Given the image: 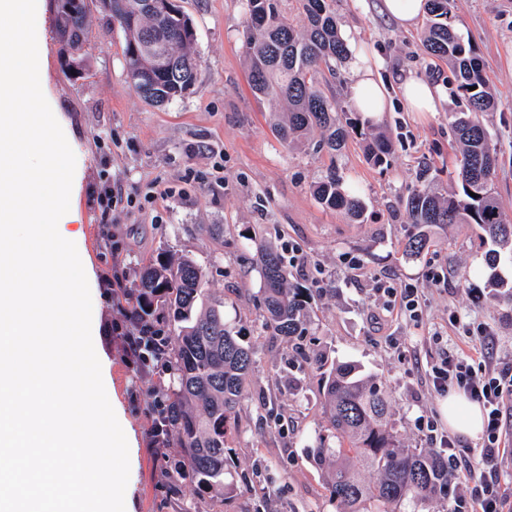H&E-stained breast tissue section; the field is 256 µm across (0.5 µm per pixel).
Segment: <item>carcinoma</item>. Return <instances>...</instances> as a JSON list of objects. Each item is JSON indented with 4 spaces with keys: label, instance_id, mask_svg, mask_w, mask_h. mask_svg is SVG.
Instances as JSON below:
<instances>
[{
    "label": "carcinoma",
    "instance_id": "1",
    "mask_svg": "<svg viewBox=\"0 0 512 512\" xmlns=\"http://www.w3.org/2000/svg\"><path fill=\"white\" fill-rule=\"evenodd\" d=\"M298 2L307 20L303 34L282 12L280 0H246L249 86L258 97L288 102L287 115L274 124L283 143L314 128L324 132L317 150L330 157V165L313 194L325 208L358 219L364 202L345 187L336 155L361 133L359 123L341 122L340 105L316 86L322 67L344 64L348 48L338 32L332 0ZM102 3L126 35L124 69L136 92L160 105L183 97L195 81L199 61L188 52L195 31L181 7H152L149 0ZM427 3L425 49L448 61L465 111L456 113L453 122L460 144L457 188L447 196L419 186L409 192L405 208L418 232L406 241L405 252L420 255L435 227L474 224L481 241L493 246L492 261L502 254L512 257V224L503 222L498 196L483 189L498 164L494 136L483 119L494 106L483 63L452 25L453 0ZM84 15L83 9L57 11V33L71 60H84L90 47ZM387 154L383 140H365L370 164L383 165ZM257 255L265 328L288 340L303 335L302 289L288 287V268L279 254L261 244ZM204 277L202 267L187 255L158 257L139 272L130 303L141 321L157 312L171 318L172 344L164 356L173 377L169 429L184 452L179 478L214 497L227 489L226 436L245 397L256 352L227 328L224 310L210 306L193 315ZM323 397L327 426L318 436L313 462L326 471L327 489L339 512H421L437 503V493L448 486V459L406 445L392 420L390 396L377 377L361 376L355 366L337 362L325 375Z\"/></svg>",
    "mask_w": 512,
    "mask_h": 512
}]
</instances>
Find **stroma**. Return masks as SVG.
Instances as JSON below:
<instances>
[{
	"mask_svg": "<svg viewBox=\"0 0 512 512\" xmlns=\"http://www.w3.org/2000/svg\"><path fill=\"white\" fill-rule=\"evenodd\" d=\"M378 5L368 0L362 10L354 0H334L340 32L382 58L380 77L392 94L382 118L363 125L365 133L388 140L386 163L370 165L357 138L334 162L365 201L357 221L325 209L312 192L332 163L314 151L318 132L283 145L270 115L285 111V103L253 95L246 0H182L200 65L187 94L165 106L144 101L130 84L124 34L99 0L87 11L91 47L79 73L64 67L54 26L45 29L49 82L84 171L77 212L96 281V349L110 364L139 440L134 512H338L311 456L326 424V366L350 362L381 378L397 429L410 446L429 450L430 436L416 420L441 416L445 396L434 390L431 369L442 352L457 348L476 365L512 363V304L495 298L488 284L495 271L512 286V258L490 263L473 224L433 229L419 256L403 248L412 231L403 200L419 172L427 171L439 192L453 185L452 122L463 99L447 62L425 54L420 29H401ZM452 23L483 60L495 95L485 121L497 137L501 210L512 221V0H454ZM413 77L441 87L436 111L412 112L403 104L398 86ZM108 182L121 195L105 204L98 192ZM204 224L221 230L203 234ZM111 238L121 245L116 259ZM257 238L289 261L291 284L305 290L308 332L299 342L272 338L263 326ZM163 251L201 265L203 306L222 305L225 324L257 352L227 438L233 479L218 497H201L190 481L163 473L150 446L155 380L145 377L132 390V372L112 332L124 312L112 301L107 277L119 271L133 281ZM437 270L446 276L438 285L430 279ZM404 283L419 289L417 317L387 307L378 292ZM479 327L489 331L488 344L475 337Z\"/></svg>",
	"mask_w": 512,
	"mask_h": 512,
	"instance_id": "stroma-1",
	"label": "stroma"
}]
</instances>
